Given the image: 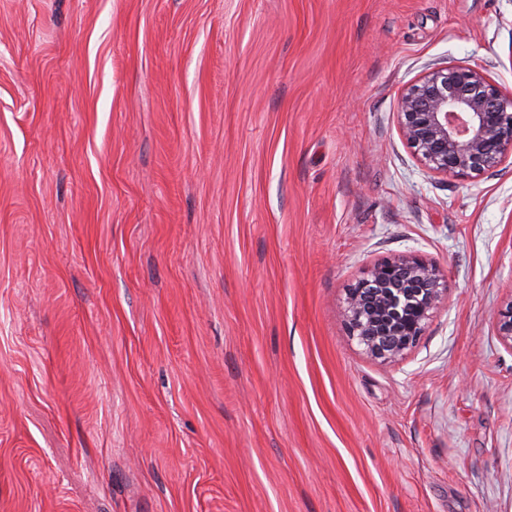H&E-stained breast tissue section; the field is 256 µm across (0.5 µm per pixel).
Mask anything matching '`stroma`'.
<instances>
[{
	"label": "stroma",
	"mask_w": 512,
	"mask_h": 512,
	"mask_svg": "<svg viewBox=\"0 0 512 512\" xmlns=\"http://www.w3.org/2000/svg\"><path fill=\"white\" fill-rule=\"evenodd\" d=\"M451 65L512 93V0H0V512H512V157L397 128ZM409 254L382 364L345 290ZM447 298L448 281L436 263L415 255L385 258L346 288L342 318L368 356L389 363L416 347Z\"/></svg>",
	"instance_id": "35a3bbf8"
}]
</instances>
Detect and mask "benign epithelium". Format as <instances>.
I'll return each mask as SVG.
<instances>
[{
	"label": "benign epithelium",
	"instance_id": "obj_1",
	"mask_svg": "<svg viewBox=\"0 0 512 512\" xmlns=\"http://www.w3.org/2000/svg\"><path fill=\"white\" fill-rule=\"evenodd\" d=\"M397 123L412 154L435 175L476 178L512 156V95L477 67L448 66L406 87ZM447 298L448 281L436 263L385 258L345 290L342 318L368 356L389 363L416 347ZM496 320L499 336L512 345V302Z\"/></svg>",
	"mask_w": 512,
	"mask_h": 512
}]
</instances>
